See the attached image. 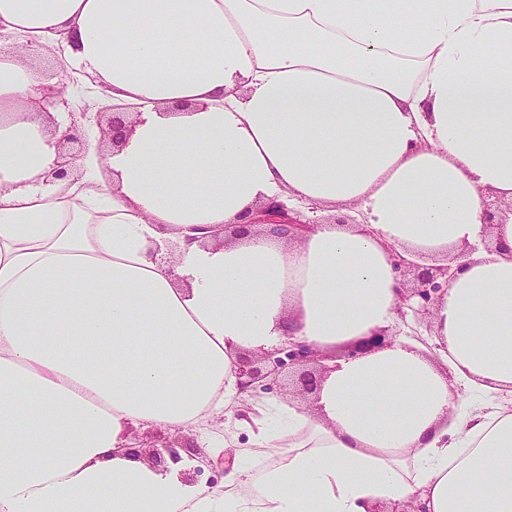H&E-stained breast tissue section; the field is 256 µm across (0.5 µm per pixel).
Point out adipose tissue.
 Returning <instances> with one entry per match:
<instances>
[{
  "instance_id": "ef3b65f1",
  "label": "adipose tissue",
  "mask_w": 512,
  "mask_h": 512,
  "mask_svg": "<svg viewBox=\"0 0 512 512\" xmlns=\"http://www.w3.org/2000/svg\"><path fill=\"white\" fill-rule=\"evenodd\" d=\"M1 32L0 512H512V220L435 311L439 360L341 354L397 318L388 247L444 256L512 201V0H0ZM52 40L136 110L110 183L93 141L49 175L60 80L19 49ZM291 196L369 228L219 237ZM289 335L329 356L311 413L237 388ZM456 382L505 400L455 414ZM220 416L223 486L129 451ZM320 209V216H324V219L328 222H334L337 219H343L339 220V223L336 224H349L354 221L352 219H357V221L354 222H358L362 220V213L365 215L363 208L357 204H336V206H325Z\"/></svg>"
}]
</instances>
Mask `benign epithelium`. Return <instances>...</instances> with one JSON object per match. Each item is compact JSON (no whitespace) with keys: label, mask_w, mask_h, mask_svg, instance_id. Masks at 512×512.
<instances>
[{"label":"benign epithelium","mask_w":512,"mask_h":512,"mask_svg":"<svg viewBox=\"0 0 512 512\" xmlns=\"http://www.w3.org/2000/svg\"><path fill=\"white\" fill-rule=\"evenodd\" d=\"M126 113L113 112L111 106H101V111L90 114L87 108L72 116V127L78 128V121L87 123L95 122L99 133V141L108 142L116 146L124 136ZM87 148L86 140L75 134H67L56 161V169L52 175L56 178H65L72 170L73 160L79 157ZM270 227L271 233L278 237L292 241L303 238V236L315 227L307 216L300 210L287 207L284 203L271 199L262 204L255 212L249 222L235 224L230 227L229 237L245 236L251 233V228ZM389 260L392 269L398 280L399 287L398 305L396 311L401 319H406L408 313H413L417 318H429L434 308L442 299L448 288L451 286L458 271L463 264L452 266L448 263H419L408 259L398 250L389 249ZM410 275L413 287H408L405 275ZM387 331L382 330L371 336L364 337L347 345L342 354L346 356H357L372 350L387 347L390 342L386 341ZM328 356L313 345L299 341L293 337L279 348L271 351H264L255 356L241 353L237 359L236 374L240 390L247 391H269L272 385L266 379L272 374H281L288 371L294 379V383L300 391L313 393L317 390L326 366L323 361Z\"/></svg>","instance_id":"7a95c632"}]
</instances>
